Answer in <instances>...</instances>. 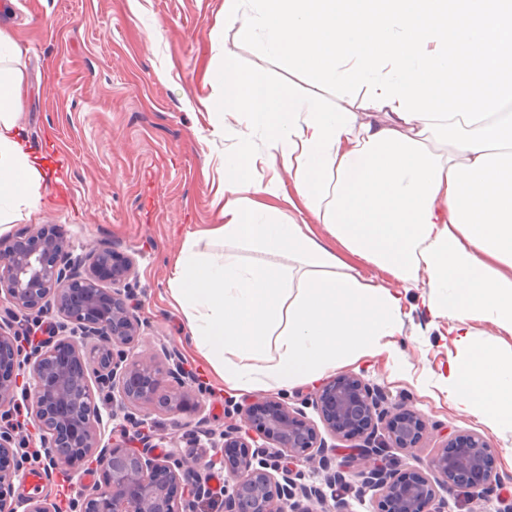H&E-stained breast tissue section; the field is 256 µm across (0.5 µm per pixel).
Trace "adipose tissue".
<instances>
[{"mask_svg": "<svg viewBox=\"0 0 512 512\" xmlns=\"http://www.w3.org/2000/svg\"><path fill=\"white\" fill-rule=\"evenodd\" d=\"M267 53L326 85L363 87L383 122H357L320 98L274 90L224 61L215 114L246 116L268 143L273 178L249 145L223 158L220 223L190 240L169 286L190 340L244 395L287 390L337 367L385 357L401 298L331 244L421 282L422 304L460 343L471 322L512 335V0H253ZM18 44L0 33V235L46 199L47 176L16 126L24 96ZM444 134L449 150L429 148ZM301 220L282 221L270 198ZM267 254L246 262L239 250ZM437 386L489 430L512 426V351L488 341L452 360Z\"/></svg>", "mask_w": 512, "mask_h": 512, "instance_id": "obj_1", "label": "adipose tissue"}]
</instances>
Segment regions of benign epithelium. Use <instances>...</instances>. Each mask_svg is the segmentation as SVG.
Masks as SVG:
<instances>
[{
    "label": "benign epithelium",
    "mask_w": 512,
    "mask_h": 512,
    "mask_svg": "<svg viewBox=\"0 0 512 512\" xmlns=\"http://www.w3.org/2000/svg\"><path fill=\"white\" fill-rule=\"evenodd\" d=\"M135 283L133 257L106 247L78 253L63 225L0 238V512H55L48 499L14 496L28 466L16 448L29 439L54 467L92 463L100 472L73 512H315L322 490L298 482L296 466L325 472L331 488L345 479L330 472L328 445L301 409L228 402L239 423L218 441L188 444L211 448L204 458L159 455L151 437L130 433L152 415L182 411L192 393L176 348L148 358L136 352ZM51 308L62 321L45 327L39 317ZM383 400L354 375L330 379L311 398L332 436L362 438L349 467L375 492L373 512H445L442 490L458 493L468 512H483L502 481L490 440L456 435L431 457L429 475L401 469L387 452L417 448L425 421L413 412L386 420ZM119 418V436L101 443ZM217 467L220 493L211 484Z\"/></svg>",
    "instance_id": "obj_1"
}]
</instances>
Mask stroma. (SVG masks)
<instances>
[{
  "mask_svg": "<svg viewBox=\"0 0 512 512\" xmlns=\"http://www.w3.org/2000/svg\"><path fill=\"white\" fill-rule=\"evenodd\" d=\"M0 30L21 49L15 66L25 96L18 130L32 154L54 167L51 205L12 222L11 233L63 224L75 244L134 257L138 313L145 324L138 352L148 357L161 344L177 346L196 376L194 397L204 407L206 430H224L236 421L224 411V379L188 341L187 319L168 284L187 235L218 221L217 167L237 151L245 128L243 119L229 115L223 131H216L205 103L220 101L222 87L206 74L228 55L273 88L292 84L296 95L319 96L331 109L363 101L366 89L322 86L289 74L286 58L266 55L240 27H225L224 0H0ZM335 252L403 297L405 315L395 341L406 365L380 360L350 366L349 372L381 388L390 405L424 417L418 448L398 454L405 467L427 472L448 437L485 434L496 450L497 470L512 483V427L488 432L431 383L461 353L447 321L428 315L420 288L397 284L344 247ZM196 426L189 411L154 416L160 453L184 450ZM97 479L86 468H56L50 482L27 479L14 492L51 498L59 512H70L71 500Z\"/></svg>",
  "mask_w": 512,
  "mask_h": 512,
  "instance_id": "stroma-1",
  "label": "stroma"
}]
</instances>
